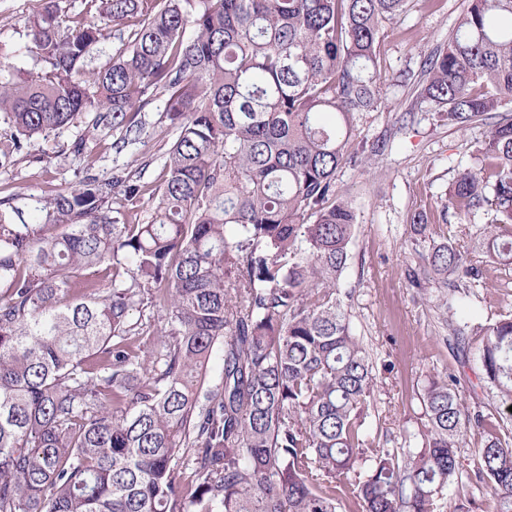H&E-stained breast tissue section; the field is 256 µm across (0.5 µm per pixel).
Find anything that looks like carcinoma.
Masks as SVG:
<instances>
[{"label": "carcinoma", "instance_id": "1", "mask_svg": "<svg viewBox=\"0 0 512 512\" xmlns=\"http://www.w3.org/2000/svg\"><path fill=\"white\" fill-rule=\"evenodd\" d=\"M90 2L63 33L60 0H42L24 22L32 67L0 60V168L85 112L96 131L137 132L157 94L177 138L154 187L87 176L30 222L0 199V512H439L462 429L484 417L434 376L422 448L374 444L377 382L340 298L358 220L336 171L367 163L353 145L379 105L377 34L411 0ZM132 21L127 47L87 68ZM421 75L451 125L508 108L441 213L489 205L474 247L512 265V0H469ZM144 205L150 220L130 223ZM434 221L411 216L409 286L483 280ZM147 308L157 324L132 321ZM479 335L512 422V318ZM218 348L222 381L202 398ZM478 456L512 512V450L491 438Z\"/></svg>", "mask_w": 512, "mask_h": 512}]
</instances>
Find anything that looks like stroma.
<instances>
[{
	"label": "stroma",
	"mask_w": 512,
	"mask_h": 512,
	"mask_svg": "<svg viewBox=\"0 0 512 512\" xmlns=\"http://www.w3.org/2000/svg\"><path fill=\"white\" fill-rule=\"evenodd\" d=\"M37 7L38 0H0V53L19 61L32 57L21 19ZM465 7L466 0H412L399 20L380 29V105L357 121L360 139L378 151L368 166L347 165L336 173V195L351 201L358 218L341 300L377 376L371 437L402 453L421 447L427 429L419 393L430 376L448 372L465 411L482 413L485 425L463 429L460 469L444 492V512H496L479 472L478 450L493 436L512 449V430L499 427L502 406L482 380L476 359L481 337L457 352L449 342L454 326L443 321L440 301L448 299L458 321L473 327L510 315L512 266L489 265L482 286L464 294L418 290L406 279L416 264L406 245L411 215L438 208L458 171L473 164L487 131L482 124L448 125L416 86L425 60L447 43ZM164 103L158 95L142 110L139 138L124 148L121 131L97 136L83 123L33 138L10 167L0 169V191L13 195L14 206L28 215L37 199L57 188H77L88 175L104 182L123 170L142 182L161 183L165 154L177 137ZM81 138L86 146L78 154L72 144ZM490 220L483 208L464 218L451 210L431 231L437 240L471 248L477 230Z\"/></svg>",
	"instance_id": "1"
}]
</instances>
